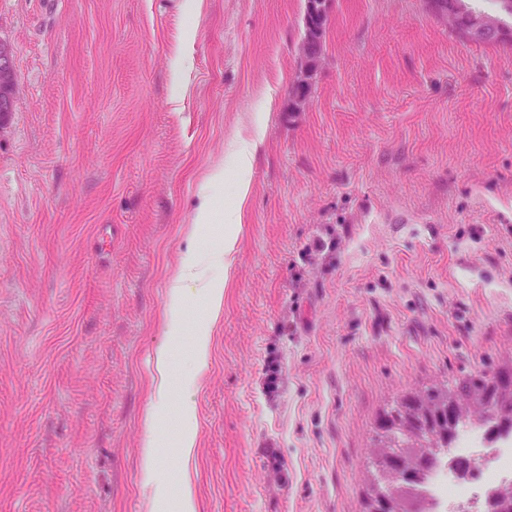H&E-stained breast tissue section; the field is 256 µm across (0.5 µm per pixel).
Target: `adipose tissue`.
<instances>
[{
  "label": "adipose tissue",
  "instance_id": "adipose-tissue-1",
  "mask_svg": "<svg viewBox=\"0 0 512 512\" xmlns=\"http://www.w3.org/2000/svg\"><path fill=\"white\" fill-rule=\"evenodd\" d=\"M264 138V128L254 124L245 138L235 142L232 166L213 165L203 179L202 199L192 224L186 228L194 249L187 253L171 272L168 282V301L164 314L165 341L160 343L149 358L152 367L154 400L145 410L141 425L144 431L142 459L148 476L147 485L154 512H161L164 502L174 500L172 512H198L194 484L190 470L197 448L198 427L193 395L204 382L211 358L213 326L224 311L225 276H216V269L231 270L237 252L245 208L252 189L253 159ZM234 177V199L224 208V224L211 238L204 239L216 210L215 188L223 185L225 171ZM195 286L202 302V312L195 320H188V286ZM191 335V367L182 380L173 379L172 351L184 335ZM177 401V420L170 446L179 462L178 486L170 488L158 479V453L160 437L158 424L162 411L170 401Z\"/></svg>",
  "mask_w": 512,
  "mask_h": 512
}]
</instances>
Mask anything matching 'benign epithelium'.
Here are the masks:
<instances>
[{"label":"benign epithelium","mask_w":512,"mask_h":512,"mask_svg":"<svg viewBox=\"0 0 512 512\" xmlns=\"http://www.w3.org/2000/svg\"><path fill=\"white\" fill-rule=\"evenodd\" d=\"M330 0H307L304 20V34L298 46L300 76L293 85L292 100L295 108H302L308 100L307 78L319 67L322 60V40L324 26L321 21L329 18ZM432 9L454 26L464 21V36L474 43L489 41H512V26L508 27L501 18L488 15L458 16L446 0H430ZM15 74L13 50L0 40V115L3 116L15 107Z\"/></svg>","instance_id":"7a95c632"}]
</instances>
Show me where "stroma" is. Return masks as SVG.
Masks as SVG:
<instances>
[{
    "label": "stroma",
    "instance_id": "35a3bbf8",
    "mask_svg": "<svg viewBox=\"0 0 512 512\" xmlns=\"http://www.w3.org/2000/svg\"><path fill=\"white\" fill-rule=\"evenodd\" d=\"M304 11L0 0V512H149L168 272L206 169L259 118L195 394L201 512H360L392 399L512 357V46L450 34L427 0H332L296 111ZM15 74L13 68V50L0 40V115L12 112L14 99Z\"/></svg>",
    "mask_w": 512,
    "mask_h": 512
}]
</instances>
